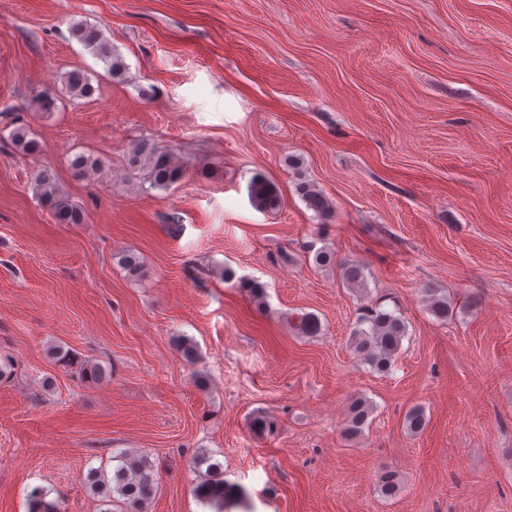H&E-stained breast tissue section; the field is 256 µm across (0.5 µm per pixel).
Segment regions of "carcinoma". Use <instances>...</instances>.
I'll use <instances>...</instances> for the list:
<instances>
[{
	"label": "carcinoma",
	"mask_w": 512,
	"mask_h": 512,
	"mask_svg": "<svg viewBox=\"0 0 512 512\" xmlns=\"http://www.w3.org/2000/svg\"><path fill=\"white\" fill-rule=\"evenodd\" d=\"M73 36L86 48L99 56L107 65L112 78H119L125 71L123 60L112 53L101 29L84 23L72 27ZM65 88L73 99L88 98L94 92L86 73L74 69L65 76ZM12 142L23 151L33 154L39 149V142L30 136L23 126H16L11 133ZM129 164L138 171L142 184L151 189L168 190L179 184L186 176V169L173 153L165 148L148 143H139L131 149ZM71 167L79 176L85 177L101 169L98 159L80 154L71 161ZM296 191L308 209L318 217L327 220L333 213V203L317 186L309 181L297 184ZM35 192L52 213L59 224L84 223V211L58 188L55 177L47 170L35 176ZM251 206L258 212L270 213L279 210L283 195L278 185L262 174L255 175L248 186ZM343 283L348 288L365 290L366 266L361 262L340 265ZM224 282L243 292L258 310L266 306V286L256 279L236 277L229 267L224 268ZM424 302L428 312L439 321L448 320L452 302L448 295L433 288L424 289ZM290 327L302 336H317L322 332L319 318L312 313H304L293 318ZM408 334L404 317L395 310H389L376 302L363 308L352 332L355 349L363 356L370 371L379 376L391 373ZM56 362L75 369L78 379L87 383H101L112 377V371L98 363L78 362L70 352L60 350ZM374 412L373 403L365 397H355L349 406V417L344 434L350 438L362 435ZM406 428L412 433L421 432L427 423L423 408H411L405 416ZM275 423L264 412H255L249 422L250 433L263 438L274 433ZM112 472L92 468L85 478L90 491L101 497L106 509L112 512L114 497H119L126 512H148L158 483L155 467L148 456L120 449L112 453ZM205 468V477L193 486V494L202 504L215 509V512H230L240 505L245 497L243 489L224 481L221 465L211 462V456L202 452L195 457L194 468ZM30 512H61L57 502L45 500V493L39 489L29 495Z\"/></svg>",
	"instance_id": "cac0c4a2"
}]
</instances>
